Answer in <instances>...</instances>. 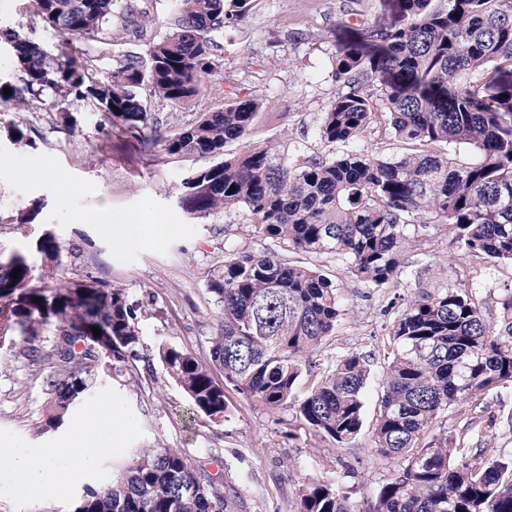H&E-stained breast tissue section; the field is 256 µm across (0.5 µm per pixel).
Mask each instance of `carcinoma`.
Segmentation results:
<instances>
[{
    "mask_svg": "<svg viewBox=\"0 0 512 512\" xmlns=\"http://www.w3.org/2000/svg\"><path fill=\"white\" fill-rule=\"evenodd\" d=\"M41 20L61 37L53 55L16 31L1 30L23 86L0 83V102L26 106L43 90L93 99L109 121L141 130L150 118L140 90L185 105L216 63L212 34L242 21L250 0H176L174 23L158 39L149 16L133 5L124 29L149 44L148 65L128 55L107 75L88 72L86 51L73 48L112 22L116 0H33ZM512 0H402L401 16L356 33L336 53L339 90L322 113L316 138L347 149L301 157L283 141L224 156L248 134L260 105L250 99L202 113L165 140L168 153L219 162L182 181L178 204L190 215L244 210L256 233L279 247L256 254L229 247L209 280L219 319L209 336L210 364L174 346L160 350L169 376L194 408L212 418L228 409L224 385L295 418L337 445L363 427L369 377L365 357L348 353L304 394V372L340 316L336 286L287 253L328 254L346 273L374 288L402 275L409 222L448 235L460 269L477 261L512 264ZM12 94H4V89ZM386 120L405 151L373 156L359 147L376 118ZM441 144L477 156L458 164ZM234 192H229V189ZM8 253L0 250V332L30 343L53 331L55 370L47 417L52 428L94 383L103 359L150 362L139 352L137 308L120 288L92 284L36 286L31 251L59 252L51 234ZM21 269L16 279L10 273ZM40 301L35 302L33 298ZM496 315L474 289L458 286L408 299L390 328L393 356L373 427L375 447L406 465L374 495L371 512H512V455L464 446L439 423L450 411L476 424V409L494 388L512 384V288ZM100 329L95 336L91 327ZM220 370L218 383L212 369ZM237 491L221 494L174 448H145L107 484L87 487L73 512H231ZM299 512H354L339 481L302 485Z\"/></svg>",
    "mask_w": 512,
    "mask_h": 512,
    "instance_id": "1",
    "label": "carcinoma"
}]
</instances>
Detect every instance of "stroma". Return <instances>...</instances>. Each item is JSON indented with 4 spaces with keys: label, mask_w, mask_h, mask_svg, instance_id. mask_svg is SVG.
I'll return each instance as SVG.
<instances>
[{
    "label": "stroma",
    "mask_w": 512,
    "mask_h": 512,
    "mask_svg": "<svg viewBox=\"0 0 512 512\" xmlns=\"http://www.w3.org/2000/svg\"><path fill=\"white\" fill-rule=\"evenodd\" d=\"M400 5L401 0H251L247 18L217 35L215 73L195 100L181 106L142 91L148 112L159 121L154 129L109 125L93 100H63L50 89L25 109L0 110V247L17 246L14 224L34 216L60 245L58 257H36V266L53 273L58 284L79 281L123 289L141 307L140 350L151 358L147 365L116 363L98 370L65 425L49 428L45 418L51 393L44 380L52 370L47 355L53 334L36 336L35 346L46 355L39 362L18 339L0 334V445L49 447L69 424L103 403L119 413L112 447L87 485H76L60 499L0 493V512H71L85 486L105 484L126 468L136 449L156 446L180 449L219 486L234 488L235 512H297L299 487L323 478L340 480L351 489L357 512H367L379 486L403 467V460L385 457L374 447L371 433L383 371L392 355L389 328L404 299L456 285L448 274L452 250L447 236L432 235L423 251L406 248L405 271L389 288L368 287L346 275L332 257L315 261L336 284L342 315L302 388L314 385L331 361L346 353H359L369 362L364 426L346 447L333 448L291 410L269 412L231 389L225 416L207 417L195 411L159 358L160 348L174 346L209 362L208 338L218 310L208 281L224 264V246L231 242L255 252L267 246L245 213L197 217L179 207L182 180L211 161L167 154L164 139L199 113L252 98L262 108L249 143L286 140L308 156L337 154V147L314 137L319 115L336 93V52L361 24L395 23ZM0 27L13 28L49 50L60 41L36 16L33 0H0ZM85 48L99 77L125 55L147 54L146 43L128 37L117 21L111 39L87 42ZM16 125L28 128V140L11 139ZM28 168L60 173L80 201L81 219L60 222L58 184L23 177ZM105 200L113 213L136 218L141 234L113 242L97 222ZM159 221L173 225V233L157 236L153 226ZM485 405L481 435L464 431L450 414L442 416L443 428L468 443L481 439L489 452L512 451V433L501 426L512 413V385L490 391Z\"/></svg>",
    "instance_id": "1"
}]
</instances>
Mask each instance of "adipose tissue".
<instances>
[{
	"label": "adipose tissue",
	"mask_w": 512,
	"mask_h": 512,
	"mask_svg": "<svg viewBox=\"0 0 512 512\" xmlns=\"http://www.w3.org/2000/svg\"><path fill=\"white\" fill-rule=\"evenodd\" d=\"M117 417L107 403L91 418L76 422L61 445L0 448V485L24 499L62 495L92 473L111 448Z\"/></svg>",
	"instance_id": "1"
}]
</instances>
